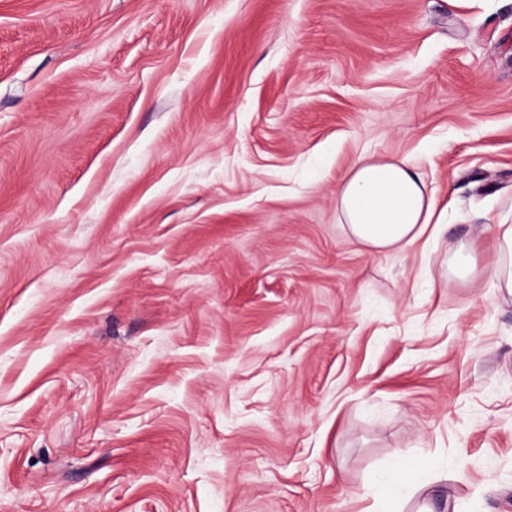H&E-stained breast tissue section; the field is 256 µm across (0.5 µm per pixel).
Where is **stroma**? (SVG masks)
<instances>
[{
    "label": "stroma",
    "mask_w": 512,
    "mask_h": 512,
    "mask_svg": "<svg viewBox=\"0 0 512 512\" xmlns=\"http://www.w3.org/2000/svg\"><path fill=\"white\" fill-rule=\"evenodd\" d=\"M363 155L434 241L350 237ZM500 224L512 0H0V512H512ZM336 208L369 254L405 251L435 215L432 193L406 158L360 157L337 190ZM447 272H450L458 279L466 281L475 276L476 263L474 258L473 244H461L448 265V256L446 260Z\"/></svg>",
    "instance_id": "1"
}]
</instances>
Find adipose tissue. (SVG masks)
<instances>
[{"mask_svg": "<svg viewBox=\"0 0 512 512\" xmlns=\"http://www.w3.org/2000/svg\"><path fill=\"white\" fill-rule=\"evenodd\" d=\"M336 208L350 236L370 254L405 251L435 215L432 193L404 158L360 157L337 190Z\"/></svg>", "mask_w": 512, "mask_h": 512, "instance_id": "adipose-tissue-1", "label": "adipose tissue"}]
</instances>
